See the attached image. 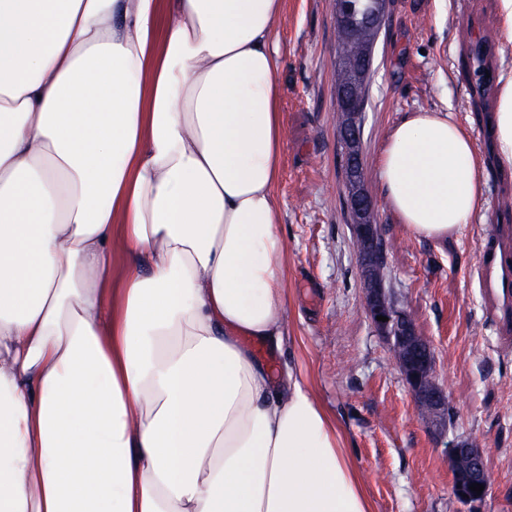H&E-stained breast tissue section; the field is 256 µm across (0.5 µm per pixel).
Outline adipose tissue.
I'll return each mask as SVG.
<instances>
[{"instance_id": "ef3b65f1", "label": "adipose tissue", "mask_w": 512, "mask_h": 512, "mask_svg": "<svg viewBox=\"0 0 512 512\" xmlns=\"http://www.w3.org/2000/svg\"><path fill=\"white\" fill-rule=\"evenodd\" d=\"M283 5L0 0V512H372L310 387L245 345L287 334ZM379 172L417 236L483 206L445 111Z\"/></svg>"}]
</instances>
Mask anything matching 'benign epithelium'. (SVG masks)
<instances>
[{
  "instance_id": "benign-epithelium-1",
  "label": "benign epithelium",
  "mask_w": 512,
  "mask_h": 512,
  "mask_svg": "<svg viewBox=\"0 0 512 512\" xmlns=\"http://www.w3.org/2000/svg\"><path fill=\"white\" fill-rule=\"evenodd\" d=\"M371 67L372 54L367 52L356 62L352 78L337 85V106L343 115L340 138L347 147L346 168L351 183L348 204L353 216V234L364 241L358 262L366 289V310L376 328L392 341L393 348L399 352V370L414 403L427 411L431 425L444 428L448 425V413L452 412L453 405L448 387L437 381L432 345L419 333L411 318L397 308L384 285L371 277L372 270L384 262L385 253L378 246L373 202L356 188L362 178L358 154L361 140L359 119L365 108L366 82ZM379 316L387 317L388 321L377 320ZM448 458L454 468L460 460L466 461L464 471L455 477L454 491L463 503L470 506V512H477V504L489 491L482 449L468 440L454 442L448 447ZM473 483L483 485L484 490L479 494L471 491L469 486Z\"/></svg>"
}]
</instances>
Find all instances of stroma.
I'll list each match as a JSON object with an SVG mask.
<instances>
[{
	"label": "stroma",
	"instance_id": "1",
	"mask_svg": "<svg viewBox=\"0 0 512 512\" xmlns=\"http://www.w3.org/2000/svg\"><path fill=\"white\" fill-rule=\"evenodd\" d=\"M335 0H285L276 29L283 63L282 208L284 346L250 342L272 373L294 369L336 422L372 512H468L454 494L448 446L476 440L492 476L480 512H512V341L502 340L473 274L485 243L512 225V166L498 155V85L480 89L475 46L500 68L499 0H388L367 83L361 154L365 191L393 249L385 287L432 344L437 380L453 416L446 429L422 420L389 340L365 309L346 208L338 138ZM448 109L470 134L486 172L484 204L442 240L410 234L386 201L379 151L407 113Z\"/></svg>",
	"mask_w": 512,
	"mask_h": 512
}]
</instances>
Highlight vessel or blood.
Wrapping results in <instances>:
<instances>
[{
  "label": "vessel or blood",
  "mask_w": 512,
  "mask_h": 512,
  "mask_svg": "<svg viewBox=\"0 0 512 512\" xmlns=\"http://www.w3.org/2000/svg\"><path fill=\"white\" fill-rule=\"evenodd\" d=\"M478 284L498 312L502 334L512 333V228L502 227L486 245L477 269Z\"/></svg>",
  "instance_id": "1"
}]
</instances>
